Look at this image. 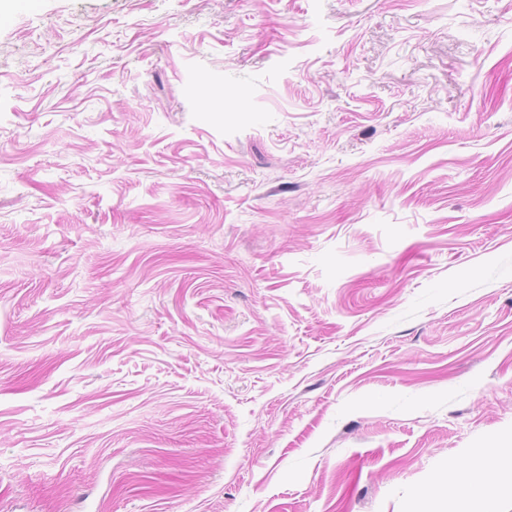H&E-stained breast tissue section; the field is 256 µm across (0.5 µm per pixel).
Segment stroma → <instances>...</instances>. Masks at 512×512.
I'll list each match as a JSON object with an SVG mask.
<instances>
[{"label": "stroma", "instance_id": "stroma-1", "mask_svg": "<svg viewBox=\"0 0 512 512\" xmlns=\"http://www.w3.org/2000/svg\"><path fill=\"white\" fill-rule=\"evenodd\" d=\"M0 0V512H423L512 440V0Z\"/></svg>", "mask_w": 512, "mask_h": 512}]
</instances>
